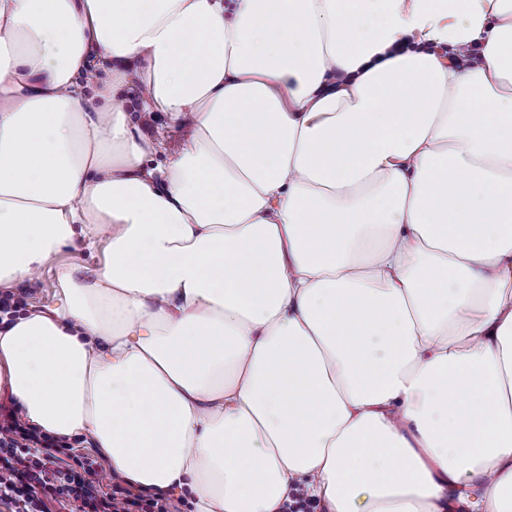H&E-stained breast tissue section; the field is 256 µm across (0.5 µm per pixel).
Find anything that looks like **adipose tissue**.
<instances>
[{
    "label": "adipose tissue",
    "mask_w": 512,
    "mask_h": 512,
    "mask_svg": "<svg viewBox=\"0 0 512 512\" xmlns=\"http://www.w3.org/2000/svg\"><path fill=\"white\" fill-rule=\"evenodd\" d=\"M51 261L0 390L135 487L512 512V0H0V288ZM129 109L132 120L141 131L150 138L162 141L167 152H175L181 148L186 139V130L171 127L163 112H141L135 97H131ZM102 254L101 247L96 251H90L80 243L65 254L57 258L58 263H72L95 268L100 263Z\"/></svg>",
    "instance_id": "adipose-tissue-1"
}]
</instances>
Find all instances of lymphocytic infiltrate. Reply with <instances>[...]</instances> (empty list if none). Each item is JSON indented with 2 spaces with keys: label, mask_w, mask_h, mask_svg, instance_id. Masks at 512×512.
<instances>
[{
  "label": "lymphocytic infiltrate",
  "mask_w": 512,
  "mask_h": 512,
  "mask_svg": "<svg viewBox=\"0 0 512 512\" xmlns=\"http://www.w3.org/2000/svg\"><path fill=\"white\" fill-rule=\"evenodd\" d=\"M102 455L75 453L0 404V512H182L187 497L147 493L120 477L102 483Z\"/></svg>",
  "instance_id": "lymphocytic-infiltrate-1"
}]
</instances>
